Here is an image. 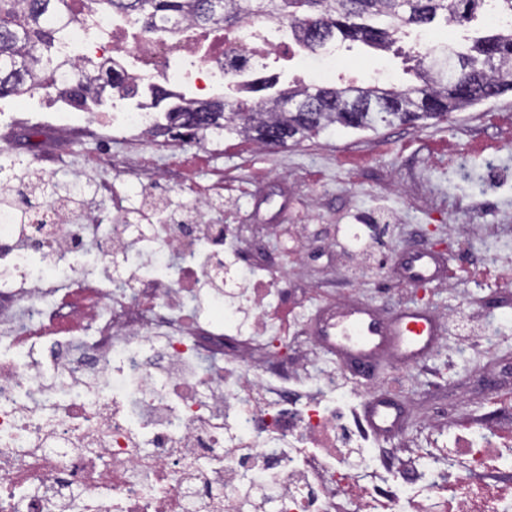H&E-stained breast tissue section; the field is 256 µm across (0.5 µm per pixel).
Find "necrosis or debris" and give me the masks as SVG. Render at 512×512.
<instances>
[{"instance_id":"1","label":"necrosis or debris","mask_w":512,"mask_h":512,"mask_svg":"<svg viewBox=\"0 0 512 512\" xmlns=\"http://www.w3.org/2000/svg\"><path fill=\"white\" fill-rule=\"evenodd\" d=\"M59 61L112 64L128 82L194 100L226 88L257 94L306 51L287 26L263 17L233 29L190 23L144 30L108 11H68ZM148 105L106 112L77 106L40 122L37 158L67 136L102 139L153 124ZM0 210V512H512V405L493 429L471 423L448 445L466 475L423 480L407 495L368 485L385 455L356 470L323 471L315 449L366 447V427L340 413L336 373L302 384L282 360L291 341L288 291L252 262L232 228L204 225L213 191L156 226L120 211L110 236L41 200L44 231L21 227L24 184ZM144 256L133 264V256ZM112 268L104 285L87 257Z\"/></svg>"}]
</instances>
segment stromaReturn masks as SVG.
I'll list each match as a JSON object with an SVG mask.
<instances>
[{
    "instance_id": "obj_1",
    "label": "stroma",
    "mask_w": 512,
    "mask_h": 512,
    "mask_svg": "<svg viewBox=\"0 0 512 512\" xmlns=\"http://www.w3.org/2000/svg\"><path fill=\"white\" fill-rule=\"evenodd\" d=\"M341 57L345 77L364 81L371 67L384 80L415 82L392 54L356 47ZM58 106L38 94L1 99L0 129L20 119L40 121ZM510 120L512 93L441 122L339 128L274 149L228 143L223 151L209 152L207 166L194 177L180 169L165 173L173 210L191 184L206 185L223 175L224 195L215 199L207 219L260 244V257L285 275L293 301L314 287L325 300H358L385 315L421 307L444 324L438 345L416 363L385 358L357 377L311 342L309 316L297 318L288 350L289 359L335 369L354 409L376 396L393 397L408 421L394 435L374 439L371 448L394 452L396 460L423 470L445 472L433 453L462 422L492 412L499 386L512 383V281L446 280L429 284L423 294L400 278L393 257L427 248L456 271L473 264L512 269ZM481 144L493 145L508 175L494 196L482 192ZM162 147L174 150L178 143L161 137L130 150L117 140L107 162L93 168L89 160L102 145L87 138L48 158L44 167L50 173L81 167L92 181L117 185ZM351 160L359 161L357 171L349 170ZM299 229L326 242V249L296 255L292 246ZM489 321L497 327L494 342H475Z\"/></svg>"
}]
</instances>
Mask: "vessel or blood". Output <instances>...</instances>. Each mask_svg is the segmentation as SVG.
<instances>
[{
	"label": "vessel or blood",
	"mask_w": 512,
	"mask_h": 512,
	"mask_svg": "<svg viewBox=\"0 0 512 512\" xmlns=\"http://www.w3.org/2000/svg\"><path fill=\"white\" fill-rule=\"evenodd\" d=\"M397 269L408 283L447 276L441 260L424 249L401 254ZM316 333L346 364L365 370L390 355L405 361L421 359L435 344L441 329L431 316L411 307L387 317L367 303L352 302L337 306L334 319L317 318ZM399 416L397 404L389 399L370 402L363 410L367 427L377 435L392 432Z\"/></svg>",
	"instance_id": "vessel-or-blood-1"
}]
</instances>
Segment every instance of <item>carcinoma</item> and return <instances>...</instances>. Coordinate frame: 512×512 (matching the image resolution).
Masks as SVG:
<instances>
[{
    "label": "carcinoma",
    "instance_id": "carcinoma-1",
    "mask_svg": "<svg viewBox=\"0 0 512 512\" xmlns=\"http://www.w3.org/2000/svg\"><path fill=\"white\" fill-rule=\"evenodd\" d=\"M488 0H86L88 9L132 15L153 25L188 20L201 28L233 26L250 17L288 22L297 41L311 52L330 40L352 48L360 43L375 50L392 48L407 29H429L437 23L464 25ZM69 8L67 0H0V98L20 97L36 87L57 88L79 107L86 99L112 89L117 77L112 68H74L64 75L62 65L41 66L43 51L52 46L57 30L53 19ZM437 49L415 53L411 67L421 85L396 90L379 85H291L256 110L241 101L237 112L213 111L201 101L178 104L164 113V122L145 130L152 137L195 139L213 130L227 140H246L262 147H278L318 135L321 131L373 129L388 125L445 120L448 114L512 92V29L495 30L469 46L447 50L448 66L433 64ZM293 105L282 103L283 94ZM14 170L36 199H81L66 183L31 169H15V162L0 157V169Z\"/></svg>",
    "mask_w": 512,
    "mask_h": 512
}]
</instances>
